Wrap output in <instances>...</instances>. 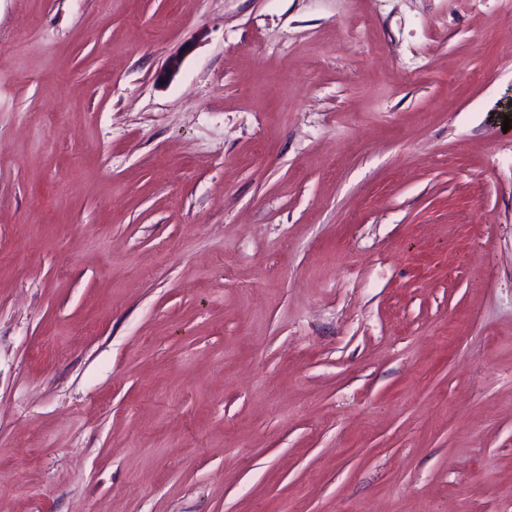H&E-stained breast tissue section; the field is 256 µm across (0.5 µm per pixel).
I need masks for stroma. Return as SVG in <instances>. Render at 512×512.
<instances>
[{"instance_id": "obj_1", "label": "stroma", "mask_w": 512, "mask_h": 512, "mask_svg": "<svg viewBox=\"0 0 512 512\" xmlns=\"http://www.w3.org/2000/svg\"><path fill=\"white\" fill-rule=\"evenodd\" d=\"M511 103L512 0H0V512H512Z\"/></svg>"}]
</instances>
